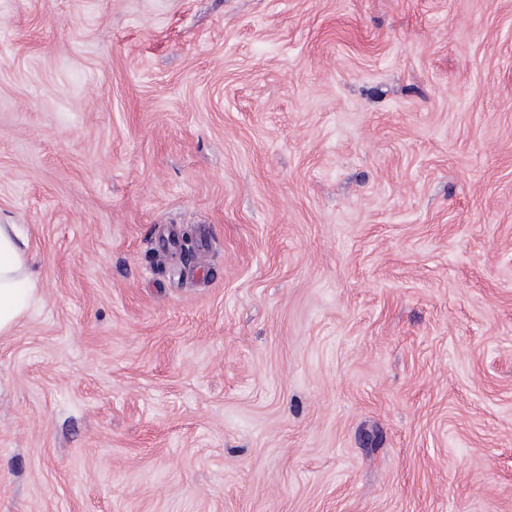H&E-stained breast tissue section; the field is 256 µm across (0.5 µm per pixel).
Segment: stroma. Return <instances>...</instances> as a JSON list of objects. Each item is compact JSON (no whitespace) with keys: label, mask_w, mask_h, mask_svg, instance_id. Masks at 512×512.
Returning <instances> with one entry per match:
<instances>
[{"label":"stroma","mask_w":512,"mask_h":512,"mask_svg":"<svg viewBox=\"0 0 512 512\" xmlns=\"http://www.w3.org/2000/svg\"><path fill=\"white\" fill-rule=\"evenodd\" d=\"M0 224V512H512V0H0ZM17 224H0V335L12 331L40 300L38 276Z\"/></svg>","instance_id":"35a3bbf8"}]
</instances>
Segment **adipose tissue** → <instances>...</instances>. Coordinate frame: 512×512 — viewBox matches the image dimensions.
I'll use <instances>...</instances> for the list:
<instances>
[{
    "label": "adipose tissue",
    "mask_w": 512,
    "mask_h": 512,
    "mask_svg": "<svg viewBox=\"0 0 512 512\" xmlns=\"http://www.w3.org/2000/svg\"><path fill=\"white\" fill-rule=\"evenodd\" d=\"M27 247L18 225L0 224V335L11 332L40 299Z\"/></svg>",
    "instance_id": "adipose-tissue-1"
}]
</instances>
